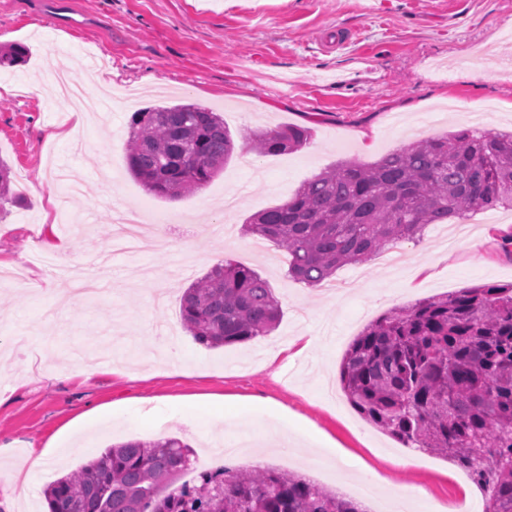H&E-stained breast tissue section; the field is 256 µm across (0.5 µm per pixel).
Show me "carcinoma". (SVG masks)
Masks as SVG:
<instances>
[{"mask_svg":"<svg viewBox=\"0 0 512 512\" xmlns=\"http://www.w3.org/2000/svg\"><path fill=\"white\" fill-rule=\"evenodd\" d=\"M21 45L0 50L16 65ZM303 126L254 135L260 154L297 151ZM224 118L178 103L135 112L126 162L159 197L193 193L232 157ZM0 157V222L19 194ZM512 210V132L460 129L418 140L372 164L330 167L286 202L253 214L246 232L288 251V276L318 287L346 265L469 211ZM281 307L251 267L218 263L182 294L180 320L206 348L265 336ZM352 407L408 448L445 457L488 487L483 512H512V287L478 286L388 311L353 339L340 364ZM175 437L124 442L57 479L47 512H360L357 504L277 468L203 472Z\"/></svg>","mask_w":512,"mask_h":512,"instance_id":"obj_1","label":"carcinoma"}]
</instances>
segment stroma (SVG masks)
<instances>
[{
	"instance_id": "1",
	"label": "stroma",
	"mask_w": 512,
	"mask_h": 512,
	"mask_svg": "<svg viewBox=\"0 0 512 512\" xmlns=\"http://www.w3.org/2000/svg\"><path fill=\"white\" fill-rule=\"evenodd\" d=\"M512 0H0V47L27 55L0 69V157L26 181L25 201L0 222V458L11 468L45 452L26 490L0 495V512H47L48 485L135 437H177L195 454L196 483L218 446L259 442L272 421L305 428L307 444L330 443L345 459L305 465L308 451L230 468L273 466L350 498L360 475L379 486L409 485L423 498L482 505L468 474L437 455L399 462L401 445L349 405L339 365L350 342L385 312L487 285L512 283V256L495 230L471 225L448 249L432 234L403 243L410 267L429 279L405 284L378 259L337 270L343 294L287 277L288 254L254 252L244 224L284 203L335 163H363L427 137L471 127L469 108L490 112L489 131L512 130ZM67 71L92 96L111 86L100 111H71L54 89ZM196 103L224 117L236 150L202 190L153 195L126 164L131 115ZM295 124L312 138L299 151L257 155L246 133ZM163 215L169 246L146 238L116 253L101 295L74 300L68 281L42 263L44 227L65 243L61 259L88 264L112 235L113 208ZM231 259L267 279L281 306L275 330L208 349L180 322V296L217 262ZM47 292L27 295L17 274ZM168 336L172 349L152 343ZM315 342L270 360L289 339ZM109 347L111 361L76 375L83 351ZM223 400L222 419L208 405Z\"/></svg>"
}]
</instances>
